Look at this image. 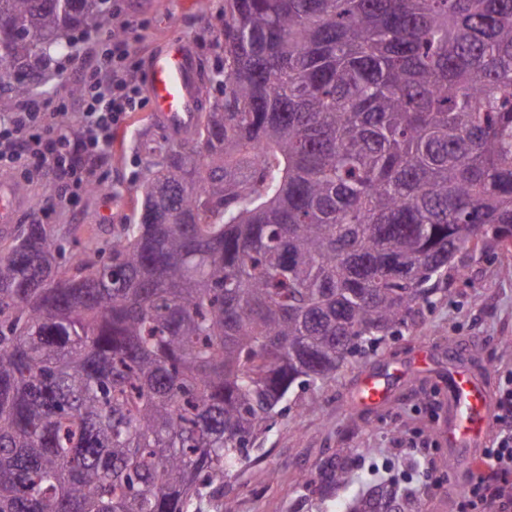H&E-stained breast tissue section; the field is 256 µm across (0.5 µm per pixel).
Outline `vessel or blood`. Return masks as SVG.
<instances>
[{
	"label": "vessel or blood",
	"mask_w": 512,
	"mask_h": 512,
	"mask_svg": "<svg viewBox=\"0 0 512 512\" xmlns=\"http://www.w3.org/2000/svg\"><path fill=\"white\" fill-rule=\"evenodd\" d=\"M152 120L182 139L191 138L199 121L203 92L196 56L185 38H168L147 62ZM32 198L26 186L8 173H0V235H11L19 216ZM450 408L448 446L453 461L472 471L482 465V448L492 422V398L481 381L463 365L448 374Z\"/></svg>",
	"instance_id": "1"
}]
</instances>
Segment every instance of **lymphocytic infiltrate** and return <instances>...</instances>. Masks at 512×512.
Here are the masks:
<instances>
[{"mask_svg": "<svg viewBox=\"0 0 512 512\" xmlns=\"http://www.w3.org/2000/svg\"><path fill=\"white\" fill-rule=\"evenodd\" d=\"M134 67L129 36L114 39L110 48L86 67L78 81L85 90L79 105L82 134L70 140L60 124L69 116L64 101L18 99L0 113V169L35 176L53 171L65 187L57 208H67L68 187L81 188L96 177V160L112 145L114 134L127 113L142 109L141 87L130 80ZM494 438L485 456L492 463L488 473L472 475L462 493V512H512V495L498 480L512 474V377L500 390L493 418Z\"/></svg>", "mask_w": 512, "mask_h": 512, "instance_id": "1", "label": "lymphocytic infiltrate"}]
</instances>
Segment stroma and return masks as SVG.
I'll return each mask as SVG.
<instances>
[{
	"mask_svg": "<svg viewBox=\"0 0 512 512\" xmlns=\"http://www.w3.org/2000/svg\"><path fill=\"white\" fill-rule=\"evenodd\" d=\"M122 17L144 23L132 48L139 59L164 39L190 41L202 72L214 71L222 49L224 0H120ZM149 108L130 113L115 134L98 173L106 191L78 193L56 209L63 185L49 172L29 179L32 207L21 224H45L63 240L67 254L108 247L133 215L135 187L146 175L145 143L161 136ZM465 276H450L409 331L386 338L350 358L335 377L297 388L259 435L246 456L224 475L223 490L202 489L190 512H342L344 497H322L312 479L335 454L366 448L356 461V494L366 483L388 477L420 499V512H456L462 471L449 465L448 372L452 352L499 394L512 375V350L499 339L512 336V273L492 247L462 257ZM369 375L388 379V398L363 406L358 400Z\"/></svg>",
	"mask_w": 512,
	"mask_h": 512,
	"instance_id": "35a3bbf8",
	"label": "stroma"
}]
</instances>
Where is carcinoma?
<instances>
[{"label":"carcinoma","instance_id":"1","mask_svg":"<svg viewBox=\"0 0 512 512\" xmlns=\"http://www.w3.org/2000/svg\"><path fill=\"white\" fill-rule=\"evenodd\" d=\"M101 0H0V111ZM224 85L151 140L135 220L0 247V512H188L288 394L415 324L456 252L512 272V0H224ZM356 479L328 458L331 497ZM345 512H411L374 483Z\"/></svg>","mask_w":512,"mask_h":512}]
</instances>
